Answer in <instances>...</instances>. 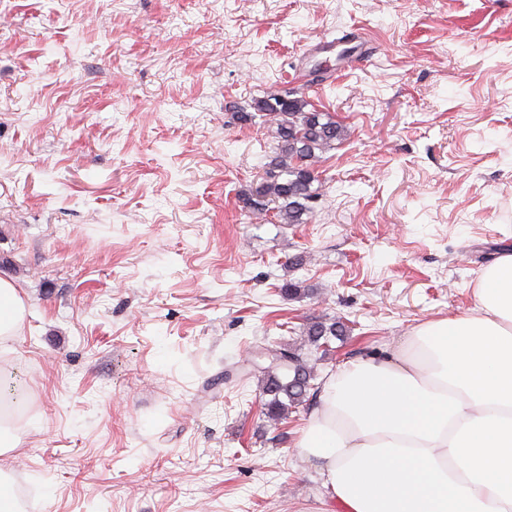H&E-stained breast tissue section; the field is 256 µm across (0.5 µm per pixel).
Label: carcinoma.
<instances>
[{
    "instance_id": "carcinoma-1",
    "label": "carcinoma",
    "mask_w": 512,
    "mask_h": 512,
    "mask_svg": "<svg viewBox=\"0 0 512 512\" xmlns=\"http://www.w3.org/2000/svg\"><path fill=\"white\" fill-rule=\"evenodd\" d=\"M254 106L275 125L277 151L263 180L241 191L238 199L243 208L252 212L274 208L284 223L301 224L303 215L310 211V202L317 197L312 189L316 181L314 164L344 139L345 130L330 113L308 109L309 102L302 96L269 93L257 99ZM346 332L341 321H314L306 328L308 341L317 347L321 341ZM312 380L314 374L308 359L286 345L276 348L262 380L267 416L273 420L284 418L289 410L306 402ZM3 388L4 394L13 400L25 397V386L16 375L5 377Z\"/></svg>"
}]
</instances>
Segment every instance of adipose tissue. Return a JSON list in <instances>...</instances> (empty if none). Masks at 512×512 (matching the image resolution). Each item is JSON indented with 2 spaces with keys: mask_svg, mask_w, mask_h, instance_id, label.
I'll return each mask as SVG.
<instances>
[{
  "mask_svg": "<svg viewBox=\"0 0 512 512\" xmlns=\"http://www.w3.org/2000/svg\"><path fill=\"white\" fill-rule=\"evenodd\" d=\"M24 301L0 278V344ZM299 446L342 512H512V252L468 312L328 375Z\"/></svg>",
  "mask_w": 512,
  "mask_h": 512,
  "instance_id": "adipose-tissue-1",
  "label": "adipose tissue"
}]
</instances>
